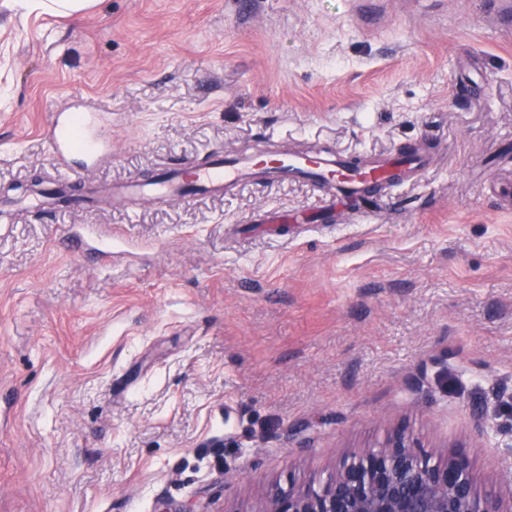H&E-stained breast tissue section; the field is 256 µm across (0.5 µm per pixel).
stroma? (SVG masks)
<instances>
[{"instance_id": "obj_1", "label": "stroma", "mask_w": 512, "mask_h": 512, "mask_svg": "<svg viewBox=\"0 0 512 512\" xmlns=\"http://www.w3.org/2000/svg\"><path fill=\"white\" fill-rule=\"evenodd\" d=\"M68 112L112 159L70 157L85 208L0 214V512H259L398 424L512 490V0H0V189L50 180ZM258 146L434 164L357 212L291 181L112 198Z\"/></svg>"}]
</instances>
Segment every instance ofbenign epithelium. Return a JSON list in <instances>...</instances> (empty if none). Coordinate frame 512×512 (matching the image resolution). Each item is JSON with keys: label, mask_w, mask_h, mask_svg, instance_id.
<instances>
[{"label": "benign epithelium", "mask_w": 512, "mask_h": 512, "mask_svg": "<svg viewBox=\"0 0 512 512\" xmlns=\"http://www.w3.org/2000/svg\"><path fill=\"white\" fill-rule=\"evenodd\" d=\"M260 512H512V498L478 493L466 453H424L401 426L346 454L317 486L269 483Z\"/></svg>", "instance_id": "1"}]
</instances>
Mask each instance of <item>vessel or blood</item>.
Here are the masks:
<instances>
[{
  "instance_id": "b4317fda",
  "label": "vessel or blood",
  "mask_w": 512,
  "mask_h": 512,
  "mask_svg": "<svg viewBox=\"0 0 512 512\" xmlns=\"http://www.w3.org/2000/svg\"><path fill=\"white\" fill-rule=\"evenodd\" d=\"M66 126V121L55 120L51 139L56 178L62 184L68 180L65 155L70 142L64 135ZM427 166V160L415 152L388 154L360 163L344 155L243 151L217 156L204 167L184 166L166 170L149 184L127 183L118 186L116 193L136 202L160 196L182 200L189 186L199 195H220L225 189L243 182L296 179L333 184L338 190V202L349 205L357 203L360 196L398 186L411 175L425 171Z\"/></svg>"
}]
</instances>
